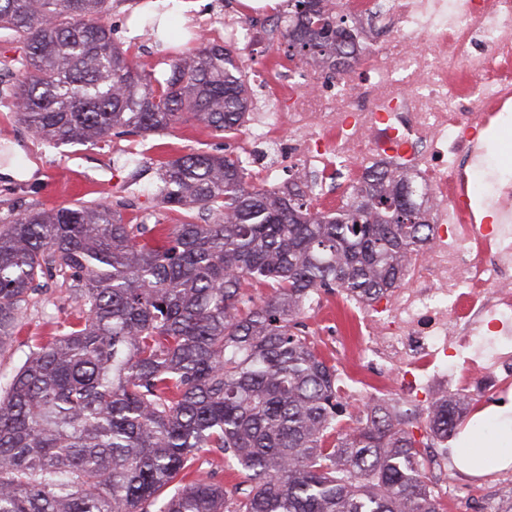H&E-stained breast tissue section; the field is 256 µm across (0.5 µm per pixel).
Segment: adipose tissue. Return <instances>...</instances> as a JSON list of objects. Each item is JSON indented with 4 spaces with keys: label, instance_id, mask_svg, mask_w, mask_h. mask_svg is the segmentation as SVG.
<instances>
[{
    "label": "adipose tissue",
    "instance_id": "adipose-tissue-1",
    "mask_svg": "<svg viewBox=\"0 0 512 512\" xmlns=\"http://www.w3.org/2000/svg\"><path fill=\"white\" fill-rule=\"evenodd\" d=\"M494 420L492 435H485L483 427H474L468 445L458 449L457 461L463 471L477 475L486 467L512 466V418L499 413Z\"/></svg>",
    "mask_w": 512,
    "mask_h": 512
}]
</instances>
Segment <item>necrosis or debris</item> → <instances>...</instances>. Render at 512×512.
Returning <instances> with one entry per match:
<instances>
[{
	"label": "necrosis or debris",
	"mask_w": 512,
	"mask_h": 512,
	"mask_svg": "<svg viewBox=\"0 0 512 512\" xmlns=\"http://www.w3.org/2000/svg\"><path fill=\"white\" fill-rule=\"evenodd\" d=\"M365 29H385L361 70L329 80L312 65L288 72L265 127L287 126L293 174L316 198L344 202L346 185L396 160L430 189L435 220L410 282L359 327L360 357L379 373L427 385L429 368L469 393L512 388V182L485 187L481 134L512 88V0H327ZM485 199L500 221H470L460 195ZM494 327L486 337V327ZM465 359L474 376L455 375Z\"/></svg>",
	"instance_id": "4bbe7bcc"
}]
</instances>
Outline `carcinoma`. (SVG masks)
I'll use <instances>...</instances> for the list:
<instances>
[{
  "label": "carcinoma",
  "mask_w": 512,
  "mask_h": 512,
  "mask_svg": "<svg viewBox=\"0 0 512 512\" xmlns=\"http://www.w3.org/2000/svg\"><path fill=\"white\" fill-rule=\"evenodd\" d=\"M110 2L0 0V30L26 47L0 96L32 133L97 145L190 119L229 138L245 126L239 49L202 42L157 77L114 39ZM273 27L289 60L333 77L368 48L323 0H288ZM159 180L179 224L102 203L0 216V357L47 279L77 303L0 388V512H443L423 449L458 434L473 399L446 392L424 417L374 405L343 431L336 366L303 321L322 291L369 303L404 285L430 243L428 189L376 171L325 210L293 182L253 184L228 150L163 161ZM203 448L248 488L188 479Z\"/></svg>",
  "instance_id": "carcinoma-1"
}]
</instances>
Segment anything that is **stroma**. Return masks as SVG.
<instances>
[{"label":"stroma","mask_w":512,"mask_h":512,"mask_svg":"<svg viewBox=\"0 0 512 512\" xmlns=\"http://www.w3.org/2000/svg\"><path fill=\"white\" fill-rule=\"evenodd\" d=\"M153 0H122L107 16L115 30V38L129 54L140 56L148 68L161 73L176 53L188 50L191 38L204 35L212 43L224 41V19L236 17L250 26L256 39L245 52L250 74L263 75V90L253 93L254 110L250 122L232 139L189 122L169 132L147 139L119 136L102 146H52L30 133L19 123L11 102L0 101V146L12 144L18 151L17 163L35 165L32 178L25 180L0 177V208L21 211L33 206L51 209L75 202L106 203L119 206L127 219L149 216L162 224L181 223L180 213L159 208L154 194L159 183V164L193 150H233L245 154L252 150L256 159L250 169L255 184L268 188L287 183L283 155L287 149L288 133L276 130L262 146H254V124L260 119L266 104L267 92L280 85L289 60L277 38L268 33L276 13L286 8L285 0H269L263 10H249L242 0H169L166 10L176 29L175 35L164 43H155L146 17L153 11ZM484 148L494 160L493 175L512 179V111L501 113L494 128L483 135ZM75 308L62 278H54L47 288L29 302L22 328L12 349L0 358V385L5 384L24 362L36 339L49 335L71 317ZM341 350L326 349V356L337 366L354 367L362 386H391L402 402L421 404L424 395L410 391L397 383L395 374L382 377L360 366L354 352L355 339L341 333ZM459 440L447 446L427 449V456L448 459V476L462 489L459 497L440 491L441 503L448 512H500L503 493L489 492L488 487L498 478L512 477V467L501 472L491 470L478 476L461 472L455 464Z\"/></svg>","instance_id":"obj_1"}]
</instances>
